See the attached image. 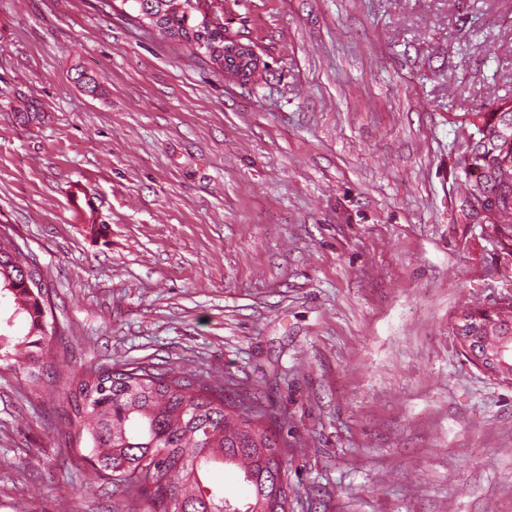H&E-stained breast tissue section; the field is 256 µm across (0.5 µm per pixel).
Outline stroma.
Segmentation results:
<instances>
[{"label":"stroma","mask_w":512,"mask_h":512,"mask_svg":"<svg viewBox=\"0 0 512 512\" xmlns=\"http://www.w3.org/2000/svg\"><path fill=\"white\" fill-rule=\"evenodd\" d=\"M224 27L250 82L106 0H0V233L58 378L0 360V512H106L62 383L150 363L261 398L288 512H512V385L452 330L512 297V242L456 221L512 0H224Z\"/></svg>","instance_id":"obj_1"}]
</instances>
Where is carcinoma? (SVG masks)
<instances>
[{
	"label": "carcinoma",
	"mask_w": 512,
	"mask_h": 512,
	"mask_svg": "<svg viewBox=\"0 0 512 512\" xmlns=\"http://www.w3.org/2000/svg\"><path fill=\"white\" fill-rule=\"evenodd\" d=\"M135 18L169 40H185L204 50L218 70L247 68L224 54V0H121ZM209 8L191 24L193 13ZM458 168L466 196L462 218L473 219L475 203L491 194L499 207L485 218L495 232L512 238V113L487 116L475 125ZM26 256L0 235V299L13 311L0 316V360L23 348L25 357L8 368L35 380L44 369L49 322L39 291L28 287ZM65 395L72 414L61 432L69 443L84 446L83 455L99 477L135 498L134 512H288V441L265 426L271 414L257 397L160 365L92 367L67 381ZM236 467L247 486L240 504L223 485H208L204 470L212 465Z\"/></svg>",
	"instance_id": "obj_1"
}]
</instances>
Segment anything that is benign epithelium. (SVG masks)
Listing matches in <instances>:
<instances>
[{
	"mask_svg": "<svg viewBox=\"0 0 512 512\" xmlns=\"http://www.w3.org/2000/svg\"><path fill=\"white\" fill-rule=\"evenodd\" d=\"M504 310H512V300L463 313L454 323L453 331L472 364L512 384V326L502 329L497 320ZM492 330L497 335H490Z\"/></svg>",
	"mask_w": 512,
	"mask_h": 512,
	"instance_id": "obj_1",
	"label": "benign epithelium"
}]
</instances>
